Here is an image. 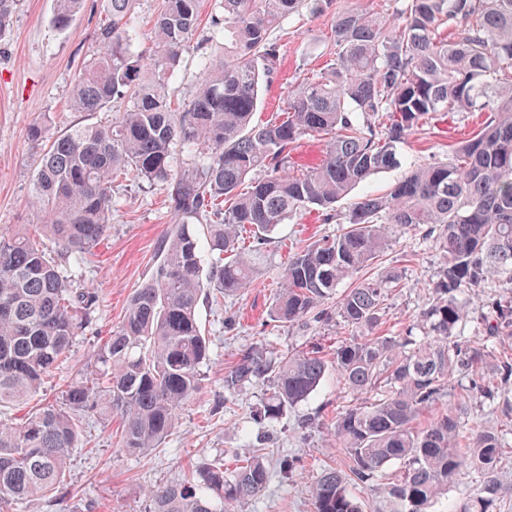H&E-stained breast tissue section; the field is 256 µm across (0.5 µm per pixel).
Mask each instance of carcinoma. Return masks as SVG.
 Returning a JSON list of instances; mask_svg holds the SVG:
<instances>
[{"label": "carcinoma", "instance_id": "cac0c4a2", "mask_svg": "<svg viewBox=\"0 0 512 512\" xmlns=\"http://www.w3.org/2000/svg\"><path fill=\"white\" fill-rule=\"evenodd\" d=\"M82 0H57L54 26L69 28ZM136 0H110V17L92 36V54L71 90L79 112H102L118 97L129 109L109 125L71 127L43 154L30 191L35 228L0 230V407L35 392L89 324L98 299L71 270L91 262L108 232L112 182L146 180L166 192L172 222L163 258L135 290L123 321L92 352L89 376L71 382L61 401L0 421V512L68 492L70 451L82 446L88 417L121 420L127 452L162 445L184 405L203 390L209 351L200 300L219 303L254 286L257 264L278 226L317 206L336 220V202L371 175L399 165L397 145L437 112L483 117L478 131L448 159L417 168L386 195L354 204L339 235L321 238L288 259L270 318L293 325L371 265L399 228L425 226L445 262L419 314L424 335L343 340L328 361L313 346L277 357L245 349L224 371V403L268 380L272 391L249 413L261 425L306 401L334 364L340 382L369 403L336 416V444L348 471L323 469L311 484L315 512H365L354 486L402 464L384 483L373 512H426L465 467L482 475L456 512H496L512 496L501 481L512 469V443L483 427L460 433L462 395L499 404L512 380V356L484 367L490 344L512 326V305L480 315L479 342L454 336L472 314L459 299L501 274L512 275V0H404L390 17L337 12L336 59L319 78L288 91L286 117L256 123L262 85L277 72L271 32L306 8L333 0H216L224 60L201 57L196 95L172 106L169 78L190 48L201 0H162L155 51L133 52ZM304 136L325 140L321 165L291 172ZM232 205L224 208V200ZM249 243H244V239ZM391 270L346 289L336 315L346 326L375 331L397 287ZM272 468L248 450L232 473L217 458L152 493L151 512H233L265 490Z\"/></svg>", "mask_w": 512, "mask_h": 512}]
</instances>
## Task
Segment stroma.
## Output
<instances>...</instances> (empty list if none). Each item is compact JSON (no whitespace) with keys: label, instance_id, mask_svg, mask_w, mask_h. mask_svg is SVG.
<instances>
[{"label":"stroma","instance_id":"obj_1","mask_svg":"<svg viewBox=\"0 0 512 512\" xmlns=\"http://www.w3.org/2000/svg\"><path fill=\"white\" fill-rule=\"evenodd\" d=\"M54 10L55 0H19L9 30L0 38V229L34 221L29 192L44 145L28 140L30 124L47 119L48 134L53 137L77 124L111 123L128 106L127 100L117 99L109 110L91 115L73 110L69 103V92L91 53L93 32L108 14V0H83L64 32L52 23ZM213 13L214 0H203L192 47L170 78L176 101L195 96L202 54L216 59L224 55L214 39ZM334 20L333 12L314 14L305 9L274 30L279 70L259 96L256 121L280 118L289 89L327 68L334 52ZM476 129V119L457 112L436 113L422 130L399 144L398 167L370 176L337 202L338 221L324 223L320 210L312 208L281 225L259 261L253 288L219 304L201 303L199 318L209 339V354L201 366L204 389L184 406L178 427L161 447L139 454L125 452L118 444L117 424L88 418L85 444L70 454L67 495L23 502L14 505L12 512H85L89 505L94 512H149L151 491L213 459L234 467L236 454L250 445L272 461L283 455L295 457L299 466L288 478L274 477L260 496L238 505L236 512H314V476L324 467L342 470L348 463L346 450L336 445L331 432L337 411L353 404V395L337 384L335 372H328L312 398L246 434L242 428L247 417L269 386H247L234 405L228 406L224 403V371L241 350L250 347L268 345L285 355L317 343L330 359L340 341L358 335V328L343 327L336 318L312 317L306 324L290 327L270 321L269 310L289 256L319 238L339 234L340 218L360 198L386 191L417 167L446 159L451 148L469 139ZM112 203V224L80 278L82 287L93 289L98 296L89 330L77 338L66 359L26 404L0 409V420L18 421L29 410L58 400L67 385L85 376L92 350L121 323L133 292L159 259L170 222L164 190L146 181L119 180L112 185ZM441 265L434 239L423 229L410 227L396 232L380 260L354 273L344 285L352 287L385 270L399 271L400 286L385 302L381 333L402 336L416 327L428 301V285ZM228 319L235 322L229 331L224 328ZM317 412L322 415L320 425L302 428V420Z\"/></svg>","mask_w":512,"mask_h":512}]
</instances>
